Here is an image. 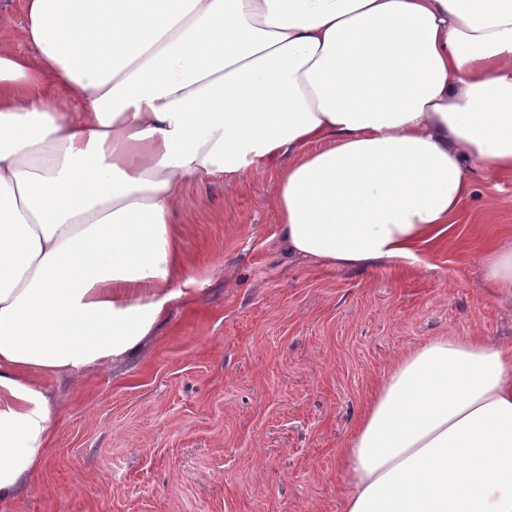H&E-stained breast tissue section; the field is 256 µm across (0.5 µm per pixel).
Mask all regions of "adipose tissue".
<instances>
[{
  "instance_id": "obj_1",
  "label": "adipose tissue",
  "mask_w": 512,
  "mask_h": 512,
  "mask_svg": "<svg viewBox=\"0 0 512 512\" xmlns=\"http://www.w3.org/2000/svg\"><path fill=\"white\" fill-rule=\"evenodd\" d=\"M0 46V501L54 436L47 379L136 352L194 280L187 181L273 173L281 242L415 266L483 165L512 171V0H23ZM292 155L281 165L283 155ZM512 297V247L478 255ZM338 512H512V349L399 356ZM1 14L10 16V23L0 28V43L13 51L34 58L35 50L25 35L26 19L22 9V0H0Z\"/></svg>"
}]
</instances>
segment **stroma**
<instances>
[{
    "mask_svg": "<svg viewBox=\"0 0 512 512\" xmlns=\"http://www.w3.org/2000/svg\"><path fill=\"white\" fill-rule=\"evenodd\" d=\"M0 12V43L34 56L22 0ZM275 191L186 183L195 288L137 355L46 382L54 442L0 512H338L341 450L400 355L451 332L512 344V302L476 260L512 242V172L484 165L447 244L395 272L288 255Z\"/></svg>",
    "mask_w": 512,
    "mask_h": 512,
    "instance_id": "stroma-1",
    "label": "stroma"
}]
</instances>
